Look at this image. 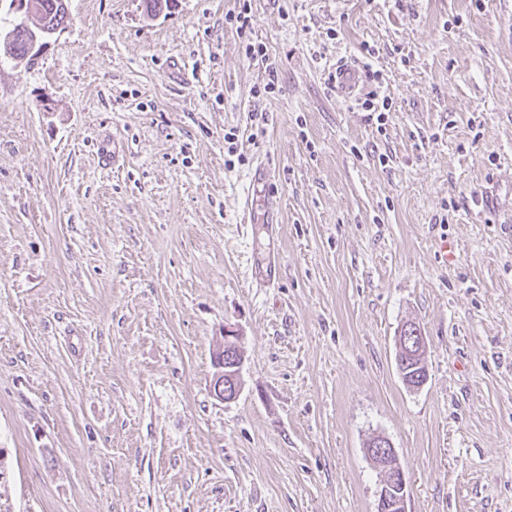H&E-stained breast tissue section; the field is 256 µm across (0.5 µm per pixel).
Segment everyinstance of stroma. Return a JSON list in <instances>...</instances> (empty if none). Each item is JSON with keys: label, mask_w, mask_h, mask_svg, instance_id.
<instances>
[{"label": "stroma", "mask_w": 512, "mask_h": 512, "mask_svg": "<svg viewBox=\"0 0 512 512\" xmlns=\"http://www.w3.org/2000/svg\"><path fill=\"white\" fill-rule=\"evenodd\" d=\"M67 7L0 61V512H374L376 437L408 512H512V0H251L265 63L237 0ZM367 46L383 129L331 84ZM271 191L275 238L238 221ZM239 0V10L233 11V13H227L224 17L225 22L235 27L238 37L242 40V48L245 56L251 60L266 61L269 59L267 54V47L261 43L254 41L251 38V4H247L248 0ZM397 346V359L401 352L405 351L411 357L420 359L418 366L424 367L422 370L427 372L424 360L426 340L421 329L415 323H406L401 327L399 336H397ZM218 345L213 390L217 398L223 401L235 400L243 388V357L239 348V333L234 327L225 325L224 336ZM226 350V353H225ZM230 359L225 364V357Z\"/></svg>", "instance_id": "35a3bbf8"}]
</instances>
